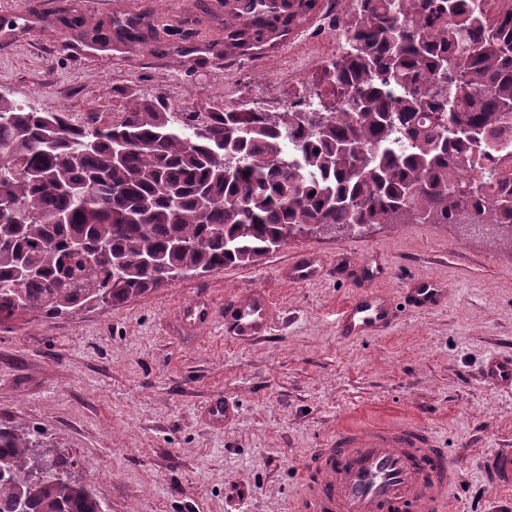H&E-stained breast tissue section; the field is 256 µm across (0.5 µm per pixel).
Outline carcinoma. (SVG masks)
Instances as JSON below:
<instances>
[{
    "instance_id": "obj_1",
    "label": "carcinoma",
    "mask_w": 512,
    "mask_h": 512,
    "mask_svg": "<svg viewBox=\"0 0 512 512\" xmlns=\"http://www.w3.org/2000/svg\"><path fill=\"white\" fill-rule=\"evenodd\" d=\"M243 53L317 0H234ZM351 0L345 50L306 108L187 124L161 99L95 134L0 96V320L157 287L145 258L190 276L247 267L295 237L398 224L493 227L512 248V0ZM298 139L285 155L281 142ZM70 462L0 425V512H107Z\"/></svg>"
}]
</instances>
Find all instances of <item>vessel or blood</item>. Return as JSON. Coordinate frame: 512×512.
I'll use <instances>...</instances> for the list:
<instances>
[{
    "mask_svg": "<svg viewBox=\"0 0 512 512\" xmlns=\"http://www.w3.org/2000/svg\"><path fill=\"white\" fill-rule=\"evenodd\" d=\"M316 257L295 261L287 276L293 281L316 278ZM446 291L434 281L409 289V306L431 309L442 304ZM396 306L375 290L348 302L338 316V329L348 339L375 336L395 320ZM276 313L269 298L253 292L224 307L227 335L255 339L267 334ZM214 308L203 299L183 312L192 333L210 324ZM489 383L512 387V358H495L485 366ZM482 470L487 483L498 489L487 512H512V448L485 455ZM456 464L440 448L436 436L419 426L350 425L336 429L324 447L315 449L304 472L293 512H446L448 491L458 484Z\"/></svg>",
    "mask_w": 512,
    "mask_h": 512,
    "instance_id": "vessel-or-blood-1",
    "label": "vessel or blood"
}]
</instances>
